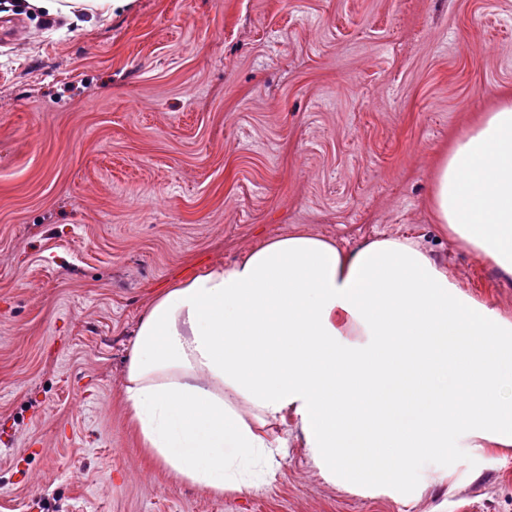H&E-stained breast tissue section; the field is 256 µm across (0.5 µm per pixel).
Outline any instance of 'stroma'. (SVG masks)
Wrapping results in <instances>:
<instances>
[{
    "label": "stroma",
    "mask_w": 512,
    "mask_h": 512,
    "mask_svg": "<svg viewBox=\"0 0 512 512\" xmlns=\"http://www.w3.org/2000/svg\"><path fill=\"white\" fill-rule=\"evenodd\" d=\"M0 32V512H512V447L452 448L412 496L289 442L238 491L140 444L121 386L171 283L305 231L407 234L512 319V284L432 206L512 95V0H133Z\"/></svg>",
    "instance_id": "35a3bbf8"
}]
</instances>
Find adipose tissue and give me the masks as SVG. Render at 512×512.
<instances>
[{
	"label": "adipose tissue",
	"mask_w": 512,
	"mask_h": 512,
	"mask_svg": "<svg viewBox=\"0 0 512 512\" xmlns=\"http://www.w3.org/2000/svg\"><path fill=\"white\" fill-rule=\"evenodd\" d=\"M30 2L93 17L131 0ZM433 207L512 281L511 98L456 142ZM122 398L147 450L205 489L239 487L245 467L294 440L334 480L406 496L426 457L512 446V320L413 238L343 249L299 232L156 295Z\"/></svg>",
	"instance_id": "ef3b65f1"
}]
</instances>
